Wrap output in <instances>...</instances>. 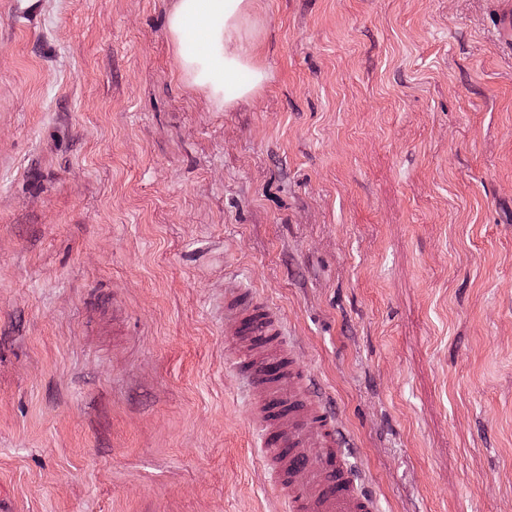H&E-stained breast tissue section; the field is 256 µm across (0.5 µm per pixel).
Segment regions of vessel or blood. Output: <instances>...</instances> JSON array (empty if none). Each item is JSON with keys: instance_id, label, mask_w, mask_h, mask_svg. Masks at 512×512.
Instances as JSON below:
<instances>
[{"instance_id": "obj_1", "label": "vessel or blood", "mask_w": 512, "mask_h": 512, "mask_svg": "<svg viewBox=\"0 0 512 512\" xmlns=\"http://www.w3.org/2000/svg\"><path fill=\"white\" fill-rule=\"evenodd\" d=\"M224 333L235 337L245 359L254 409L265 422L264 442L279 471L276 490L289 512H375V497L357 480L339 448L340 425L305 372L268 353L266 339L283 333L282 323L238 289L224 293ZM319 451L311 463L308 449Z\"/></svg>"}]
</instances>
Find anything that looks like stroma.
Returning a JSON list of instances; mask_svg holds the SVG:
<instances>
[{
	"instance_id": "obj_1",
	"label": "stroma",
	"mask_w": 512,
	"mask_h": 512,
	"mask_svg": "<svg viewBox=\"0 0 512 512\" xmlns=\"http://www.w3.org/2000/svg\"><path fill=\"white\" fill-rule=\"evenodd\" d=\"M173 0H0V485L17 512H288L224 333L286 327L379 512H512L506 0H252L218 106Z\"/></svg>"
}]
</instances>
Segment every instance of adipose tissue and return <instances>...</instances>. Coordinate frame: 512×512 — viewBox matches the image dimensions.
Masks as SVG:
<instances>
[{"mask_svg": "<svg viewBox=\"0 0 512 512\" xmlns=\"http://www.w3.org/2000/svg\"><path fill=\"white\" fill-rule=\"evenodd\" d=\"M249 7V0H175L169 17L184 74L207 87L220 105L226 85L242 98L266 79L240 43L238 22Z\"/></svg>", "mask_w": 512, "mask_h": 512, "instance_id": "obj_1", "label": "adipose tissue"}]
</instances>
